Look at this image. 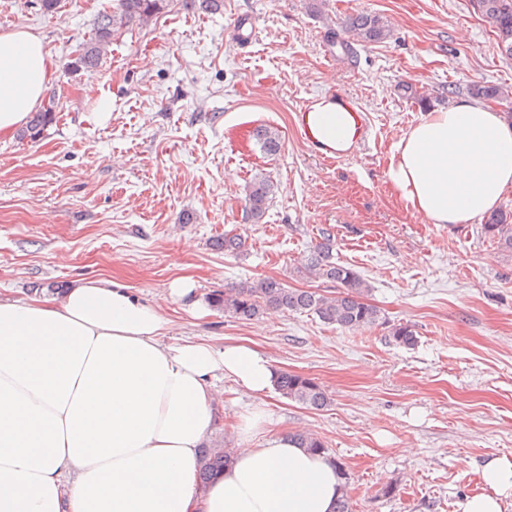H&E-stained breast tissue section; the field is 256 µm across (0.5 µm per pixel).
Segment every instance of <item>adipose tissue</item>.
I'll return each instance as SVG.
<instances>
[{
    "label": "adipose tissue",
    "instance_id": "ef3b65f1",
    "mask_svg": "<svg viewBox=\"0 0 512 512\" xmlns=\"http://www.w3.org/2000/svg\"><path fill=\"white\" fill-rule=\"evenodd\" d=\"M54 66L33 30L0 33V136L42 106ZM341 110L325 96L310 120L317 143L349 154L352 133L319 128ZM386 176L429 223L482 220L512 191V125L469 100L428 112L391 150ZM169 325L159 307L106 279L43 298L0 295V512H333L342 489L334 459L285 435L237 449L198 489L218 378L256 397L238 426L248 438L266 423L259 399L277 371L246 345L166 344ZM480 477L483 492L462 512H503L512 458H490Z\"/></svg>",
    "mask_w": 512,
    "mask_h": 512
}]
</instances>
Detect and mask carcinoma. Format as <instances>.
I'll use <instances>...</instances> for the list:
<instances>
[{
    "instance_id": "obj_1",
    "label": "carcinoma",
    "mask_w": 512,
    "mask_h": 512,
    "mask_svg": "<svg viewBox=\"0 0 512 512\" xmlns=\"http://www.w3.org/2000/svg\"><path fill=\"white\" fill-rule=\"evenodd\" d=\"M110 11H103L94 23L90 38L75 58L74 67L92 71L98 68L102 57L115 36L123 30L146 24L151 18L165 12L171 0H113ZM185 9H201L218 13L224 8V0H181ZM478 12L492 24L497 32L500 53L512 59V0H474ZM347 27L363 42H380L388 37L389 30L380 17L368 13H358L350 17ZM471 97L478 100L496 99L502 95L500 88L480 82L468 87ZM52 108L36 112L29 124L17 133L20 140L37 139L44 134L53 120ZM252 137L268 156L276 155L282 148V137L278 130L270 126H258ZM278 186L266 176L255 177L246 188L245 209L253 222H260L268 211ZM486 233L497 238L499 248L512 254V224L507 214H492L483 226ZM325 237V243L318 246L307 259L304 272L316 278L336 284L340 292L326 295L317 291L288 288L273 278H264L249 286L227 288L221 293L208 297L210 305L238 320H253L267 308L293 312H310L331 325L355 330L375 325L380 319L377 307L364 302L369 291L367 283L353 268L332 261ZM389 339L399 346L411 347L417 344L415 331L409 325H396L389 331ZM275 390L283 397L320 410L328 406L330 398L326 390L311 378L280 371L274 382ZM292 437L303 448L316 452L326 450L325 444L316 436L303 432ZM234 453L232 448H204L201 450L198 474L200 488L224 471Z\"/></svg>"
}]
</instances>
